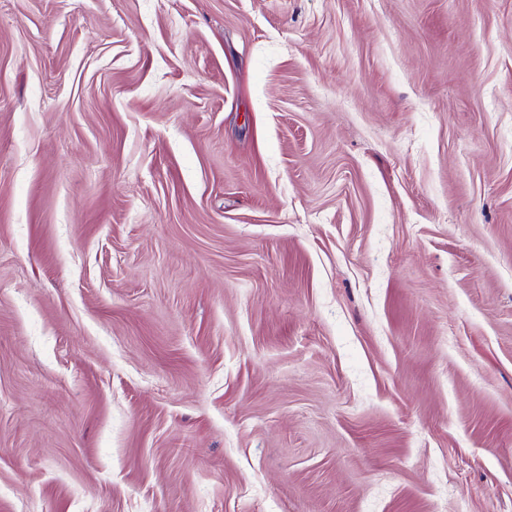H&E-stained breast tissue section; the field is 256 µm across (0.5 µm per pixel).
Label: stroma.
Segmentation results:
<instances>
[{
    "label": "stroma",
    "mask_w": 512,
    "mask_h": 512,
    "mask_svg": "<svg viewBox=\"0 0 512 512\" xmlns=\"http://www.w3.org/2000/svg\"><path fill=\"white\" fill-rule=\"evenodd\" d=\"M0 512H512V0H0Z\"/></svg>",
    "instance_id": "stroma-1"
}]
</instances>
